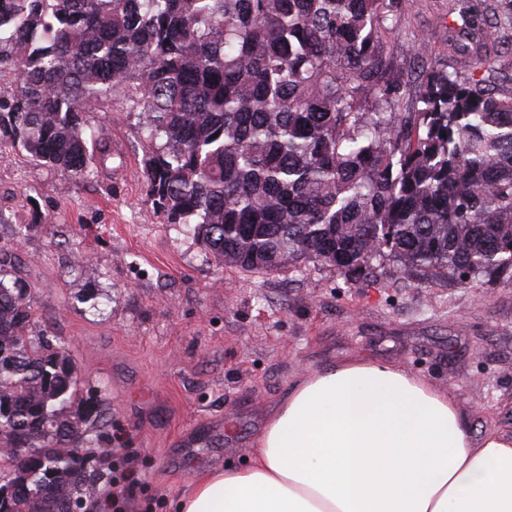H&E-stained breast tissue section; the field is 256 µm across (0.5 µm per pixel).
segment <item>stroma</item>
Returning <instances> with one entry per match:
<instances>
[{
    "mask_svg": "<svg viewBox=\"0 0 512 512\" xmlns=\"http://www.w3.org/2000/svg\"><path fill=\"white\" fill-rule=\"evenodd\" d=\"M448 22V0H413L390 21L388 49L408 70L437 61ZM416 33L429 54L418 55ZM88 126L112 157L86 179L22 150L0 156V267L27 285L39 329L104 401L102 452L85 469L135 461L119 512H177L199 475L248 465L289 391L351 358L447 388L474 441L512 437V283L462 285L390 257L357 282L309 261L216 266L146 200L136 105L104 103ZM137 381L153 390L149 409L130 393Z\"/></svg>",
    "mask_w": 512,
    "mask_h": 512,
    "instance_id": "1",
    "label": "stroma"
}]
</instances>
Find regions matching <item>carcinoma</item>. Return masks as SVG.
Segmentation results:
<instances>
[{
	"label": "carcinoma",
	"mask_w": 512,
	"mask_h": 512,
	"mask_svg": "<svg viewBox=\"0 0 512 512\" xmlns=\"http://www.w3.org/2000/svg\"><path fill=\"white\" fill-rule=\"evenodd\" d=\"M403 0H0V150L82 179L111 156L86 134L109 100L137 103L146 201L191 224L218 265L303 261L358 280L406 268L512 281V0H448L445 68L406 76L383 33ZM37 329L28 290L0 278V512L100 497L80 371Z\"/></svg>",
	"instance_id": "1"
}]
</instances>
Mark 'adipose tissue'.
Here are the masks:
<instances>
[{
    "label": "adipose tissue",
    "mask_w": 512,
    "mask_h": 512,
    "mask_svg": "<svg viewBox=\"0 0 512 512\" xmlns=\"http://www.w3.org/2000/svg\"><path fill=\"white\" fill-rule=\"evenodd\" d=\"M180 512H512V439L474 446L448 391L362 359L307 376L244 468L195 478Z\"/></svg>",
    "instance_id": "1"
}]
</instances>
